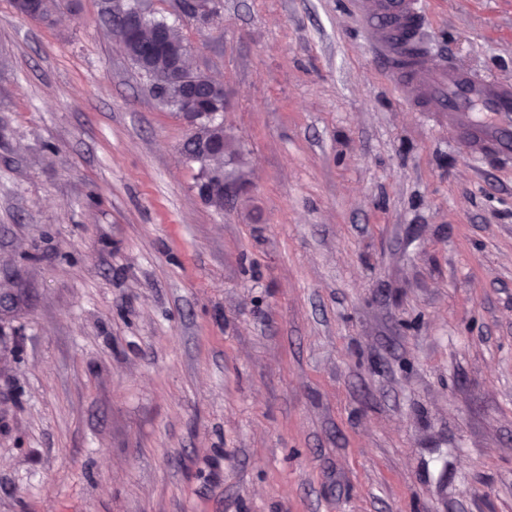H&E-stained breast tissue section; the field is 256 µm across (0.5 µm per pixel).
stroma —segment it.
<instances>
[{"label": "stroma", "instance_id": "1", "mask_svg": "<svg viewBox=\"0 0 512 512\" xmlns=\"http://www.w3.org/2000/svg\"><path fill=\"white\" fill-rule=\"evenodd\" d=\"M224 85L223 207L100 17L0 0V512H512V155L352 0H144ZM512 80V0H424Z\"/></svg>", "mask_w": 512, "mask_h": 512}]
</instances>
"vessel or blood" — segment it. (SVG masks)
<instances>
[{
    "label": "vessel or blood",
    "mask_w": 512,
    "mask_h": 512,
    "mask_svg": "<svg viewBox=\"0 0 512 512\" xmlns=\"http://www.w3.org/2000/svg\"><path fill=\"white\" fill-rule=\"evenodd\" d=\"M369 46L418 112H443L462 147L512 154V80L433 54L421 0H357Z\"/></svg>",
    "instance_id": "vessel-or-blood-1"
}]
</instances>
